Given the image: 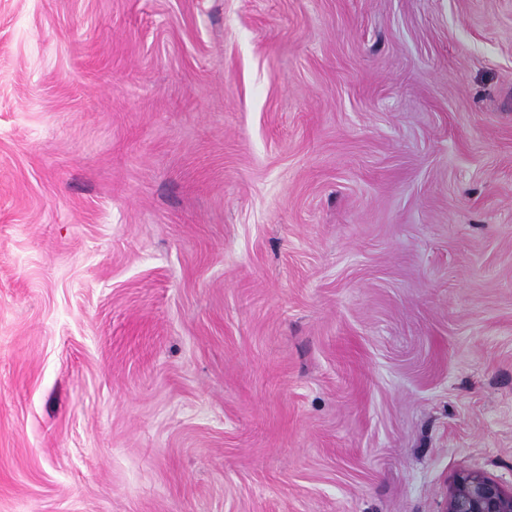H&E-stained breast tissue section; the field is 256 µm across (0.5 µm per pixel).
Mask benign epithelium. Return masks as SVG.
<instances>
[{"mask_svg": "<svg viewBox=\"0 0 512 512\" xmlns=\"http://www.w3.org/2000/svg\"><path fill=\"white\" fill-rule=\"evenodd\" d=\"M442 512H512V491L491 476L468 471L454 480Z\"/></svg>", "mask_w": 512, "mask_h": 512, "instance_id": "benign-epithelium-1", "label": "benign epithelium"}]
</instances>
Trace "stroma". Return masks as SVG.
<instances>
[{
  "label": "stroma",
  "instance_id": "stroma-1",
  "mask_svg": "<svg viewBox=\"0 0 512 512\" xmlns=\"http://www.w3.org/2000/svg\"><path fill=\"white\" fill-rule=\"evenodd\" d=\"M512 490V0H0V512Z\"/></svg>",
  "mask_w": 512,
  "mask_h": 512
}]
</instances>
